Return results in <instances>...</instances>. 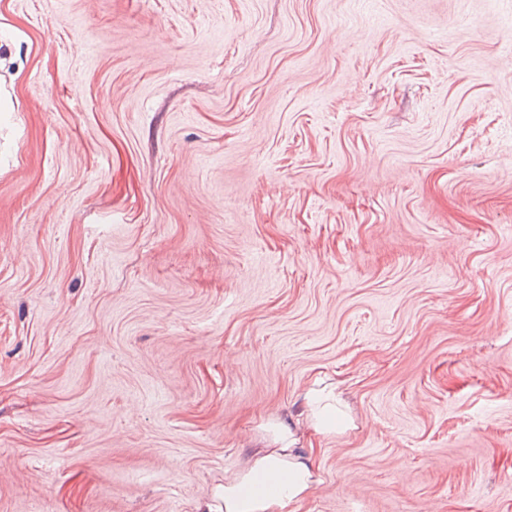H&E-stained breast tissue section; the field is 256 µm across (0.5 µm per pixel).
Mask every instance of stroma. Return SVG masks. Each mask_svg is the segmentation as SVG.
<instances>
[{"label":"stroma","mask_w":512,"mask_h":512,"mask_svg":"<svg viewBox=\"0 0 512 512\" xmlns=\"http://www.w3.org/2000/svg\"><path fill=\"white\" fill-rule=\"evenodd\" d=\"M0 512H201L315 380L303 512H512V0H0Z\"/></svg>","instance_id":"1"}]
</instances>
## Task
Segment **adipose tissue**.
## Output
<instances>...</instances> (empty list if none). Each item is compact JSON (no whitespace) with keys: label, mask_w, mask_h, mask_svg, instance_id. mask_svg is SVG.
<instances>
[{"label":"adipose tissue","mask_w":512,"mask_h":512,"mask_svg":"<svg viewBox=\"0 0 512 512\" xmlns=\"http://www.w3.org/2000/svg\"><path fill=\"white\" fill-rule=\"evenodd\" d=\"M334 410L332 403L322 401L319 390L308 389L296 419L274 425L270 442L225 475L220 512H301L316 482L302 442L343 432L347 423L332 419Z\"/></svg>","instance_id":"adipose-tissue-1"}]
</instances>
